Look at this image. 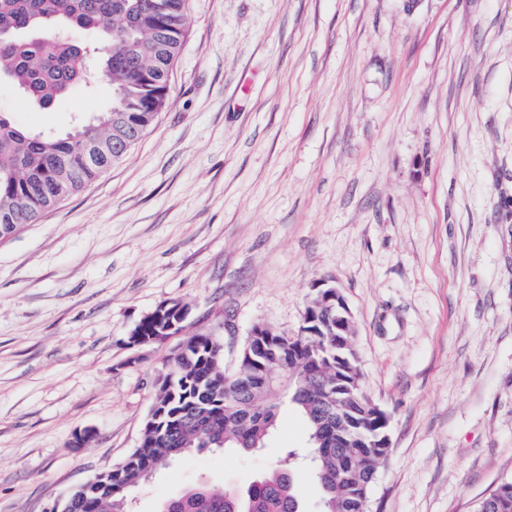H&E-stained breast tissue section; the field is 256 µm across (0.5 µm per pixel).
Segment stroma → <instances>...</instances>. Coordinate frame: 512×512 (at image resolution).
Returning <instances> with one entry per match:
<instances>
[{
	"instance_id": "stroma-1",
	"label": "stroma",
	"mask_w": 512,
	"mask_h": 512,
	"mask_svg": "<svg viewBox=\"0 0 512 512\" xmlns=\"http://www.w3.org/2000/svg\"><path fill=\"white\" fill-rule=\"evenodd\" d=\"M186 29L142 139L0 242V512L136 447L180 342L130 345L158 305L230 369L254 325L298 335L323 283L389 416L370 512H476L512 477V0H189ZM111 95L44 110L1 81L0 111L62 132ZM307 440L283 404L263 447L169 460L131 512L246 488Z\"/></svg>"
}]
</instances>
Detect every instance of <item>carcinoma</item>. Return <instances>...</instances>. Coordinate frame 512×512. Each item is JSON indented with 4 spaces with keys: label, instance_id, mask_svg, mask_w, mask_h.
Instances as JSON below:
<instances>
[{
    "label": "carcinoma",
    "instance_id": "carcinoma-1",
    "mask_svg": "<svg viewBox=\"0 0 512 512\" xmlns=\"http://www.w3.org/2000/svg\"><path fill=\"white\" fill-rule=\"evenodd\" d=\"M188 0H0V78L45 109L96 80L112 84L106 111L63 133L35 132L0 112V225L34 224L113 164L112 136L123 122L137 143L167 102L169 76L186 37ZM99 35L100 43L80 38ZM107 152L89 157L88 143ZM327 288L306 307L301 334L266 327L251 356L241 345L232 370L217 338L195 333L158 371L151 418L136 448L73 490L67 512H126V492L167 459L198 451L261 447L279 409L292 404L309 424L310 467L322 489L321 512H368L389 449L378 440L389 417L361 384L354 327L336 335ZM185 306L163 303L132 335H164ZM161 512H301L291 469L277 466L245 490L208 484L167 499ZM478 512H512V478Z\"/></svg>",
    "mask_w": 512,
    "mask_h": 512
}]
</instances>
